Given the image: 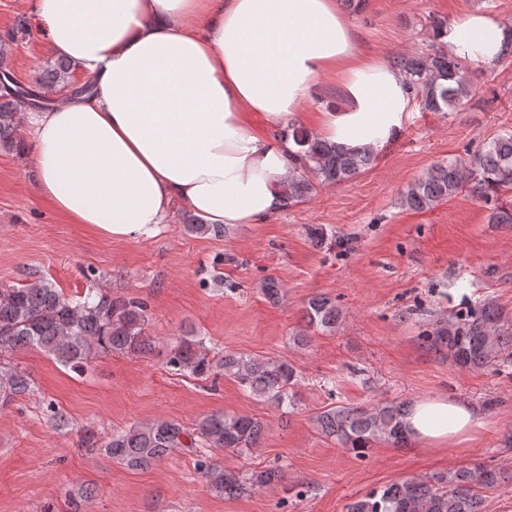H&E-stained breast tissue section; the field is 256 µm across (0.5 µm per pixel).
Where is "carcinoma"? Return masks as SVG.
I'll use <instances>...</instances> for the list:
<instances>
[{
	"instance_id": "obj_1",
	"label": "carcinoma",
	"mask_w": 512,
	"mask_h": 512,
	"mask_svg": "<svg viewBox=\"0 0 512 512\" xmlns=\"http://www.w3.org/2000/svg\"><path fill=\"white\" fill-rule=\"evenodd\" d=\"M391 67L403 75L410 97L422 112H449L466 98L471 85L462 76L460 60L443 47L415 55H397ZM72 64L62 58L46 65L42 79L63 88L71 87ZM0 148L21 144L22 108L34 102L33 93L12 87L4 59L0 58ZM294 174L283 192L288 208L316 192V187L339 185L371 167L375 154L351 153L341 146L315 138L302 126L292 128ZM469 191L491 206L489 222L512 224V205L497 204L502 191L512 192V131L486 142L466 159L436 163L411 183L401 203L412 210L429 209L461 191ZM148 304L139 297H114L88 289L78 300L67 298L45 280L20 287L0 288V354L38 348L55 362L83 372L101 352L146 354L153 341L144 335ZM307 326L332 332L342 321V310L329 296L312 297L306 307ZM506 314L486 302L459 311L431 330L423 344L430 350L448 351V358L462 369L484 370L512 366V333L505 328ZM175 371L196 377L217 375L237 382L244 391L279 407L288 406L297 384L298 370L286 360L260 358L247 353H226L214 361L203 339L186 336L175 342L167 361ZM34 391L30 377L21 372L0 373V404ZM405 404L380 402L371 406L336 405L318 413L314 424L358 458H365L381 442L396 448L407 444L402 417ZM264 431L261 420L247 415L215 412L188 429L175 420L162 419L112 434L104 444L86 436L83 446L97 448L105 456L132 470L146 469L175 448H212L242 455L252 451ZM197 469L211 489L228 497L244 486L259 489L282 482L278 468L254 470L243 477L215 460H197ZM504 472L476 463L427 476L413 477L373 488L351 502L347 512H485L480 490L497 487ZM94 490L87 485L65 492L66 512H85Z\"/></svg>"
}]
</instances>
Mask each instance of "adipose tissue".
<instances>
[{
    "label": "adipose tissue",
    "mask_w": 512,
    "mask_h": 512,
    "mask_svg": "<svg viewBox=\"0 0 512 512\" xmlns=\"http://www.w3.org/2000/svg\"><path fill=\"white\" fill-rule=\"evenodd\" d=\"M31 15L51 53L94 83L28 110L37 196L111 240L156 235L177 201L209 224L266 223L294 169L286 131L326 74L337 93L316 137L379 153L410 116L403 76L356 50L338 0H32ZM438 41L487 64L512 46V24L473 12ZM403 426L422 450L459 456L489 424L434 396Z\"/></svg>",
    "instance_id": "1"
}]
</instances>
